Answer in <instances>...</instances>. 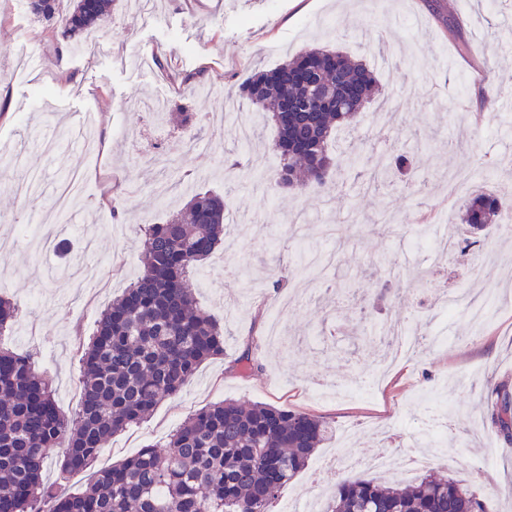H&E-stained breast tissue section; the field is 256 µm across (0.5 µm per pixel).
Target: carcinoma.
Returning <instances> with one entry per match:
<instances>
[{
	"instance_id": "carcinoma-1",
	"label": "carcinoma",
	"mask_w": 512,
	"mask_h": 512,
	"mask_svg": "<svg viewBox=\"0 0 512 512\" xmlns=\"http://www.w3.org/2000/svg\"><path fill=\"white\" fill-rule=\"evenodd\" d=\"M116 0H29L34 18L55 26L77 48L85 32L105 21ZM309 63L318 80L338 86L336 107L300 115L285 125L278 112L287 101L307 97L288 72ZM378 91L364 64L336 51L308 49L241 86L244 97L268 115L277 132L279 168L269 183L278 187H322L332 158L333 130L357 121ZM420 145L376 161L374 183L410 172ZM512 210L499 195L479 193L460 221L471 228L498 224ZM224 236V199L193 194L163 224L144 229L142 273L97 319L96 331L80 347V409L75 419L57 407L32 356L0 347V512H272L281 489L306 468L329 428L304 411L232 400L191 414L170 435L166 450L147 445L135 456L95 473L78 493H58L42 474L57 448L60 470L92 467L106 440L147 418L164 399L178 394L209 359L224 354V329L198 307L191 272ZM18 308L0 296V336L13 332ZM375 335L358 336L378 354ZM496 402L488 421L512 447V391L492 388ZM324 512H487L485 502L462 481L436 472L407 485H385L348 473L336 480Z\"/></svg>"
}]
</instances>
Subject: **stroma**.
Wrapping results in <instances>:
<instances>
[{
    "instance_id": "stroma-1",
    "label": "stroma",
    "mask_w": 512,
    "mask_h": 512,
    "mask_svg": "<svg viewBox=\"0 0 512 512\" xmlns=\"http://www.w3.org/2000/svg\"><path fill=\"white\" fill-rule=\"evenodd\" d=\"M106 46L67 50L27 11L0 0V296L20 318L0 346L32 354L60 411L80 406L78 339L99 312L142 270L143 221L161 224L196 189L225 200L224 240L193 279L199 305L224 328L223 357L205 361L180 393L140 424L108 440L102 469L145 445L165 446L171 431L209 403L263 402L297 409L335 428L275 503L303 494L327 499L350 448L367 462L407 456L413 439L429 440L432 420L447 415L455 433L448 474L482 497L488 512H512V457L488 425L490 385L512 388V232L493 226L464 259L436 246L439 226L457 222L460 198L448 173L471 170V190L512 195V130L492 117L475 122L476 92L512 91V27L476 0H155L154 16H135L123 0L97 27ZM334 50L362 61L382 93L356 124L337 131L326 180L333 194L270 186L279 157L277 132L237 92L255 72L300 51ZM166 68H158V61ZM203 72L206 87L184 76ZM159 101L196 113L194 125L163 123L146 112ZM87 115L93 150L62 144L42 153L37 139L64 132ZM429 136L411 178L365 192L376 157L409 133ZM460 140L465 150H449ZM361 154L347 169L349 146ZM172 149L170 174L148 168L142 153ZM84 172L90 197L67 218L56 215V189L71 169ZM41 174L29 196L12 186L27 170ZM433 216L423 238L418 213ZM396 214L384 232L381 220ZM353 275L355 293L319 290L337 272ZM387 292L374 319L358 320L365 297ZM488 293L483 323L442 312L445 292ZM418 320L422 333L448 338L394 366L358 349V327ZM249 356L254 367L235 370Z\"/></svg>"
}]
</instances>
